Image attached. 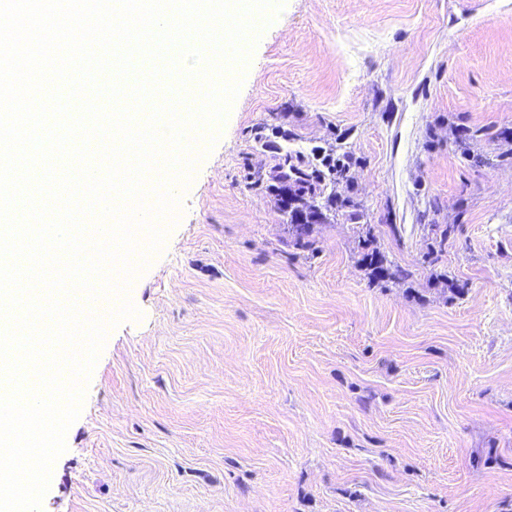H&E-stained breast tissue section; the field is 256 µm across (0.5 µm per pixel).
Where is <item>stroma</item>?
Returning <instances> with one entry per match:
<instances>
[{
	"label": "stroma",
	"instance_id": "obj_1",
	"mask_svg": "<svg viewBox=\"0 0 512 512\" xmlns=\"http://www.w3.org/2000/svg\"><path fill=\"white\" fill-rule=\"evenodd\" d=\"M330 148L303 253L269 187ZM180 195L42 512H512V0H284ZM372 236L367 232L366 238L362 240L361 248L365 250L362 254V261L372 268L374 276L378 279H387L391 281L404 282L412 277V273L408 269H404L398 265L387 263V259L379 251L370 250Z\"/></svg>",
	"mask_w": 512,
	"mask_h": 512
}]
</instances>
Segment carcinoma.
Masks as SVG:
<instances>
[{"instance_id": "cac0c4a2", "label": "carcinoma", "mask_w": 512, "mask_h": 512, "mask_svg": "<svg viewBox=\"0 0 512 512\" xmlns=\"http://www.w3.org/2000/svg\"><path fill=\"white\" fill-rule=\"evenodd\" d=\"M276 170L272 190L276 192L280 209L290 218L289 242L297 250L312 252L313 225L353 207L350 197L336 196V176L339 175L336 162L316 164L299 152H285ZM371 243L368 234L361 243L362 261L372 268L376 278L404 282L412 277L409 270L387 263L384 255L371 248Z\"/></svg>"}]
</instances>
